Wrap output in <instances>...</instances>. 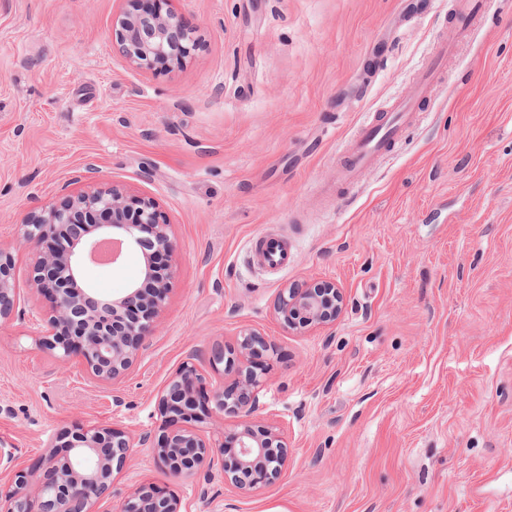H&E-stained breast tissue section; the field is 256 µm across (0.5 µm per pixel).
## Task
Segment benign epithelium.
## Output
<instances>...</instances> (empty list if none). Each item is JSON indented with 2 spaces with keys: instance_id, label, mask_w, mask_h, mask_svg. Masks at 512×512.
<instances>
[{
  "instance_id": "1",
  "label": "benign epithelium",
  "mask_w": 512,
  "mask_h": 512,
  "mask_svg": "<svg viewBox=\"0 0 512 512\" xmlns=\"http://www.w3.org/2000/svg\"><path fill=\"white\" fill-rule=\"evenodd\" d=\"M170 0H139L134 12L112 20V45L138 70L161 64L180 71L195 40ZM83 179L85 189L59 204L27 214L20 244H34L31 281L48 296L51 309L35 319L39 344L61 358H78L100 381H114L132 365L145 340L156 329L174 270L176 244L155 200L123 185ZM116 247L110 262L136 249L144 259L139 279L125 294L105 297L82 285L86 263L98 260L100 247ZM15 257L0 247V324L19 311L14 286ZM344 296L332 282L290 285L274 302L280 324L306 331L333 323ZM271 344L261 332L240 333L230 346L215 343L209 364L220 382L213 384L191 362L183 363L160 397L165 425L153 447L161 466L189 476L220 466L224 482L243 493L261 489L281 477L288 466V442L280 426L254 420L256 397L265 379L258 373ZM234 419L219 438L203 434L215 416ZM131 436L108 428H86L56 437L54 449L33 467L18 470L6 491L0 489V512H96L110 496L114 475L132 455ZM117 512H189L188 504L151 483L134 488Z\"/></svg>"
}]
</instances>
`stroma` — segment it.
<instances>
[{"mask_svg": "<svg viewBox=\"0 0 512 512\" xmlns=\"http://www.w3.org/2000/svg\"><path fill=\"white\" fill-rule=\"evenodd\" d=\"M172 0L199 43L176 73L112 48L130 0H0V244L94 167L152 197L177 244L168 301L132 366L94 380L42 349L49 309L18 247L24 318L0 327V442L11 469L87 427L136 438L101 512L144 482L192 512H512V0H490L420 120L357 183L336 157L367 113L416 93L455 0ZM291 263L253 265L251 239ZM143 259L87 264L125 293ZM333 282L328 327L284 329L278 290ZM268 336L256 417L288 439V469L250 495L219 470L186 478L152 452L159 395L214 342Z\"/></svg>", "mask_w": 512, "mask_h": 512, "instance_id": "stroma-1", "label": "stroma"}]
</instances>
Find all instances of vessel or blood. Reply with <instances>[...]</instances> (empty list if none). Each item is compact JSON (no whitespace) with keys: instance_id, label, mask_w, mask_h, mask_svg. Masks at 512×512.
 Returning <instances> with one entry per match:
<instances>
[{"instance_id":"vessel-or-blood-1","label":"vessel or blood","mask_w":512,"mask_h":512,"mask_svg":"<svg viewBox=\"0 0 512 512\" xmlns=\"http://www.w3.org/2000/svg\"><path fill=\"white\" fill-rule=\"evenodd\" d=\"M486 0H457L452 35L439 41L428 65L416 76L419 95L414 100L394 99L383 110L363 122L347 141L336 168L343 183L356 182L362 172L377 165L404 131L420 118L421 101L433 97L457 44L467 39L478 26Z\"/></svg>"}]
</instances>
